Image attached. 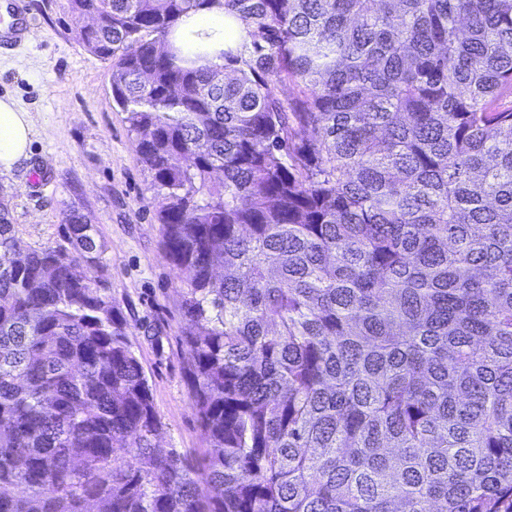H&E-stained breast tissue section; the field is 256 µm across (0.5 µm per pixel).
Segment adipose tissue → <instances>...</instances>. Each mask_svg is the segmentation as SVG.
<instances>
[{
    "label": "adipose tissue",
    "instance_id": "obj_1",
    "mask_svg": "<svg viewBox=\"0 0 512 512\" xmlns=\"http://www.w3.org/2000/svg\"><path fill=\"white\" fill-rule=\"evenodd\" d=\"M202 42L212 62L224 51L240 53L250 41L246 26L230 15L223 0H207L199 10L183 17L173 33L176 45ZM33 127L28 112L9 97L0 98V174L24 165L31 157Z\"/></svg>",
    "mask_w": 512,
    "mask_h": 512
}]
</instances>
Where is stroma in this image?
<instances>
[{"instance_id": "obj_1", "label": "stroma", "mask_w": 512, "mask_h": 512, "mask_svg": "<svg viewBox=\"0 0 512 512\" xmlns=\"http://www.w3.org/2000/svg\"><path fill=\"white\" fill-rule=\"evenodd\" d=\"M24 2L27 40L0 49V98H13L33 122L28 167L0 175L15 234L26 246L56 245L64 210L80 202L105 245V284L161 418L159 442L196 458L206 442L187 377L183 276L162 246L151 174L113 104L111 64L79 44L70 0Z\"/></svg>"}]
</instances>
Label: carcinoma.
<instances>
[{
  "label": "carcinoma",
  "mask_w": 512,
  "mask_h": 512,
  "mask_svg": "<svg viewBox=\"0 0 512 512\" xmlns=\"http://www.w3.org/2000/svg\"><path fill=\"white\" fill-rule=\"evenodd\" d=\"M204 2L71 9L184 275L208 454L156 443L80 206L32 248L0 203V512H512V0H224L249 59L163 52Z\"/></svg>",
  "instance_id": "carcinoma-1"
}]
</instances>
